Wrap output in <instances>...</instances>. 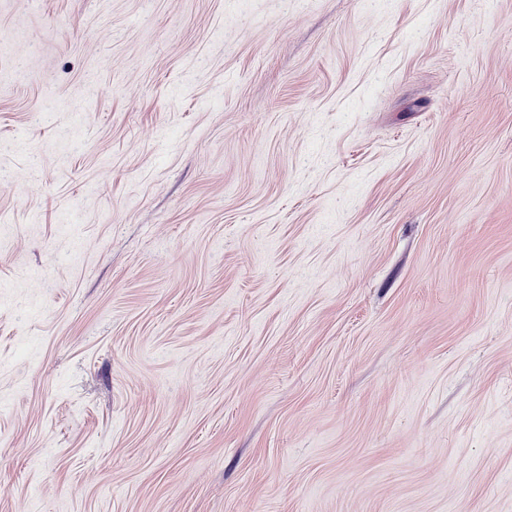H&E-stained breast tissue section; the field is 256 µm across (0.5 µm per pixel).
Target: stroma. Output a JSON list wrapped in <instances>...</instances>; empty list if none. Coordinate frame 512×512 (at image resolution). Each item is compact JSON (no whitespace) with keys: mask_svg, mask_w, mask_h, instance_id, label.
Returning a JSON list of instances; mask_svg holds the SVG:
<instances>
[{"mask_svg":"<svg viewBox=\"0 0 512 512\" xmlns=\"http://www.w3.org/2000/svg\"><path fill=\"white\" fill-rule=\"evenodd\" d=\"M0 512H512V0H0Z\"/></svg>","mask_w":512,"mask_h":512,"instance_id":"35a3bbf8","label":"stroma"}]
</instances>
